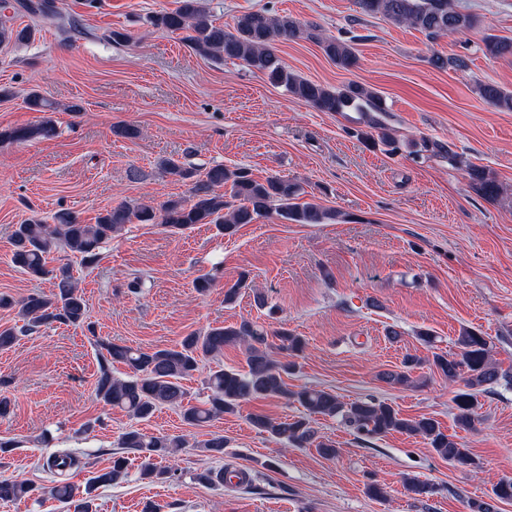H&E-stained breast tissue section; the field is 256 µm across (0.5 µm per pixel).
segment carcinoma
I'll list each match as a JSON object with an SVG mask.
<instances>
[{"label":"carcinoma","mask_w":512,"mask_h":512,"mask_svg":"<svg viewBox=\"0 0 512 512\" xmlns=\"http://www.w3.org/2000/svg\"><path fill=\"white\" fill-rule=\"evenodd\" d=\"M359 5L367 15L381 14L430 39L462 33L476 24L473 15L455 9L450 0H359ZM0 8L23 12L34 21L57 14L55 0H14L12 3L5 0ZM150 23L172 34L184 35V40L200 56L242 61L270 82L284 87L288 95L311 104L320 112H363L367 126L377 132L375 136L365 133L363 138L370 142L376 136L386 142L391 140L380 119L385 112L384 104L374 89L357 83L327 88L286 70L274 50V44L280 40L314 39L328 58L348 70L356 65L357 57L344 41L321 37L287 15L273 16L259 10L236 17L233 30L228 31L214 24L200 0H178L176 8L150 17ZM33 36V27H16L10 18L0 15V44L27 43ZM482 43V51L488 57H512L511 38L488 34ZM478 92L498 109L512 112V91L485 83L478 86ZM56 133V126L49 119L0 131V141L49 139ZM413 147L447 155L449 162L465 169L473 190L487 200L497 201L507 191L489 171L463 160L443 142L424 139ZM160 168L176 181L192 183L189 199H169L157 206L151 202L120 203L99 214L93 224H85L74 213L61 210L55 214L53 224L44 223L34 214L17 225L12 238L11 263L33 278L53 279L54 290L49 294L35 291L17 301L0 295V308L17 310V317L22 321L20 326L0 328V350L10 349L18 335L34 333L54 322L74 326L85 323L87 305L70 265L50 268L49 256L64 250L80 258L82 264H92L98 259L102 245L135 220L157 222L174 230L213 224L220 232L232 235L239 225L252 224L273 213L295 224H325L338 217L335 210L302 200L303 188L285 177L269 176L258 180L245 169L230 170L222 164L198 174L174 158L162 160ZM237 344L246 347V368L224 367L211 371L207 378L210 391L207 399L198 404L185 403L182 380L199 371L203 359L221 355L224 348ZM455 346L456 352L452 354L432 353V365L448 382L462 383L452 396L454 423L457 428L468 431L474 428L477 420L479 394L503 374L493 361L489 342L482 334L465 328L455 339ZM304 347V338L292 331L284 327L268 330L246 318L203 332H192L176 346L166 349L133 348L100 339L97 341L99 375L95 393L104 404L120 408L140 421L150 419L164 405L180 406L182 421L190 427H200L226 414H235L247 401L278 397L298 403L302 407L301 415L275 421L263 414H252L249 422L286 448L312 446L321 457L336 458L339 449L335 443L322 438L311 426L312 417L322 416L340 419L358 436L373 438L394 432L419 436L448 462L465 466L475 464L470 449L464 447L456 435L446 433L432 417L408 418L392 405L374 399L345 403L325 389H290L286 378L296 370V358ZM420 363V359L407 356L401 369L385 371L380 378L392 387H407L412 383V370ZM117 364L129 369L126 377L112 375V367ZM119 445L142 454L140 477L155 481L164 478L172 468L157 467L153 458L171 456L186 447V440L181 436H148L131 427L122 432ZM198 447L209 456L222 459L226 443L224 436L214 434L198 443ZM75 464L76 459L70 455H52L47 459V468L59 476ZM127 476L128 458L116 455L112 457V466L94 476L84 491L80 492L61 480L50 488V495L66 508V512H93V491L117 484ZM405 490L415 500L437 492L434 484L415 477L406 479ZM491 493L498 501L512 502V477L500 478L493 484ZM40 496L41 488L31 482L0 477V501Z\"/></svg>","instance_id":"carcinoma-1"}]
</instances>
